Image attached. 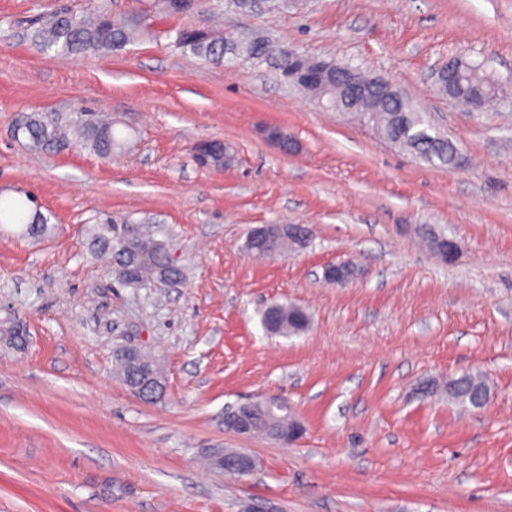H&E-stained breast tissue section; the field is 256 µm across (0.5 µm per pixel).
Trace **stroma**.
Returning a JSON list of instances; mask_svg holds the SVG:
<instances>
[{"label":"stroma","instance_id":"obj_1","mask_svg":"<svg viewBox=\"0 0 512 512\" xmlns=\"http://www.w3.org/2000/svg\"><path fill=\"white\" fill-rule=\"evenodd\" d=\"M96 0H0V197L33 195L49 222L0 223V512H512V0H300L296 5L149 16L126 52L61 57L32 22ZM257 30L298 52L389 80L461 150V166L418 161L355 114L326 111L272 62L204 63L168 30ZM451 57L484 63L502 93L483 109L439 92ZM108 114L133 138L102 159L31 151L13 129L36 111ZM286 133L281 152L267 128ZM232 162L198 165L202 141ZM146 223L184 270L132 288L93 230ZM304 224L306 247L258 257L251 232ZM457 240L438 261L421 227ZM354 269L346 285L326 267ZM274 302L310 317L268 335ZM155 356L163 397L115 374L120 348ZM484 373L479 409L421 387ZM276 397L303 427L284 444L224 427L228 408ZM258 461L225 477L212 457ZM218 465L229 467L224 468V473L241 477L238 471L244 475H250L257 467L256 458L241 448L225 449L224 454L219 453L216 456ZM235 469H233V468Z\"/></svg>","mask_w":512,"mask_h":512}]
</instances>
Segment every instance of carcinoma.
Here are the masks:
<instances>
[{"label":"carcinoma","instance_id":"cac0c4a2","mask_svg":"<svg viewBox=\"0 0 512 512\" xmlns=\"http://www.w3.org/2000/svg\"><path fill=\"white\" fill-rule=\"evenodd\" d=\"M157 7L165 14L175 15L207 7L214 10L217 5L213 4V0H157ZM145 27V17L115 16L112 14L111 0H97L94 17L86 18L68 10L56 11L44 18L31 31L30 37L42 50L61 55H114L134 42ZM166 38L170 39L173 48L204 63L222 62L229 55L252 60L273 58L278 70L288 68V47L277 45L264 35L237 38L217 27L202 26L169 30ZM462 86L457 99L464 104L469 103L475 93L490 95L496 92L495 85L483 68L465 72ZM364 110L365 118L375 124L385 138L417 159L442 167L453 166L456 144L436 129L427 113L406 96L386 84H377L364 104ZM15 134L25 138L27 145L35 151L61 149L74 144L102 158L111 157L127 143V138L116 134L112 121L86 111L66 115L32 112L19 119ZM33 202L31 196L0 200V220L24 224L30 233L43 230L48 217L31 206ZM247 247L257 255L277 254L273 242L262 237H249ZM166 255L164 248L147 250L139 247L135 269L137 278L143 283L180 281L183 278L182 268L167 263ZM272 311L278 317L276 327L270 329L272 334L296 335L309 324L308 314L298 307L274 303ZM119 369L133 388L138 387L146 376L160 378L152 361L128 359ZM439 390L460 406L479 408L484 394L489 392V386L483 374L466 372L453 379L451 385ZM439 390L432 387L429 393L434 394ZM286 419L288 414L280 410L272 414L259 410L255 415V432L262 434L270 423L278 425L286 422Z\"/></svg>","mask_w":512,"mask_h":512}]
</instances>
